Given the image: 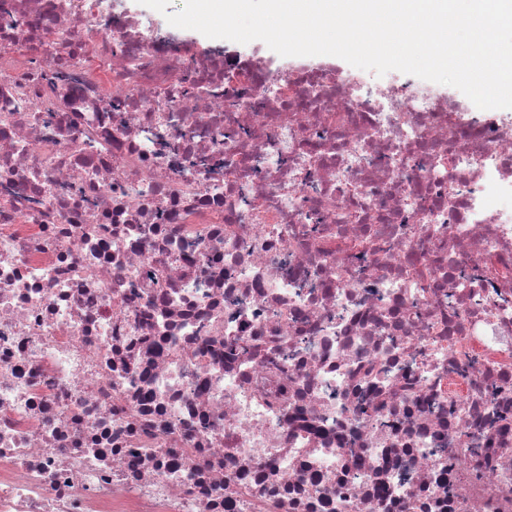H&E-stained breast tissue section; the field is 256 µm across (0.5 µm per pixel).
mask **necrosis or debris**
I'll return each mask as SVG.
<instances>
[{"label":"necrosis or debris","mask_w":512,"mask_h":512,"mask_svg":"<svg viewBox=\"0 0 512 512\" xmlns=\"http://www.w3.org/2000/svg\"><path fill=\"white\" fill-rule=\"evenodd\" d=\"M0 512H512V118L0 0Z\"/></svg>","instance_id":"necrosis-or-debris-1"}]
</instances>
